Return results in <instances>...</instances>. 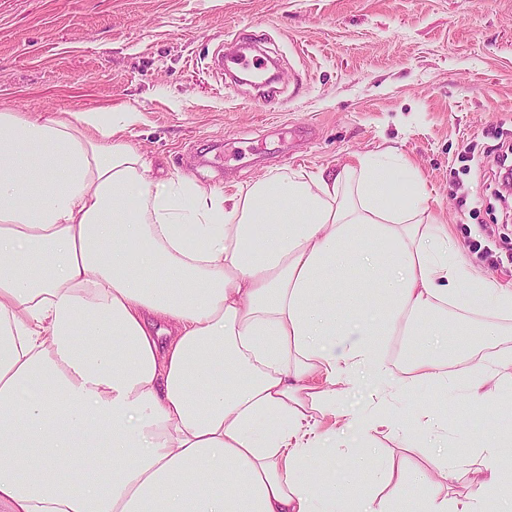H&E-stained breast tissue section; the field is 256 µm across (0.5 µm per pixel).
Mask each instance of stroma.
<instances>
[{
    "mask_svg": "<svg viewBox=\"0 0 512 512\" xmlns=\"http://www.w3.org/2000/svg\"><path fill=\"white\" fill-rule=\"evenodd\" d=\"M279 55L274 101L221 77L218 54L239 35ZM109 105L139 112L124 138L160 174L206 190L391 151L419 173L431 217L465 262L512 285V209L498 200L486 153L512 138V0H0V106L38 115ZM491 327L474 350L512 351V317L449 311ZM448 436L406 448L380 428L377 456L401 483L364 477L361 494L399 512L426 494L416 473L437 453L458 462L449 501L471 495L467 434H498L512 457V416L469 413L453 390Z\"/></svg>",
    "mask_w": 512,
    "mask_h": 512,
    "instance_id": "obj_1",
    "label": "stroma"
}]
</instances>
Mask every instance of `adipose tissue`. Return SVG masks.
Returning a JSON list of instances; mask_svg holds the SVG:
<instances>
[{
	"mask_svg": "<svg viewBox=\"0 0 512 512\" xmlns=\"http://www.w3.org/2000/svg\"><path fill=\"white\" fill-rule=\"evenodd\" d=\"M137 119L0 108V505L394 512L308 471L336 436L323 415L363 439L400 424L342 414L337 385L442 391L443 360L466 358L471 410L512 412L461 323L394 375L389 341L423 308L512 315V289L460 258L409 163L368 155L208 192L153 174L122 138ZM471 437L472 495L441 497L455 464L438 455L410 512H499L512 467L496 436Z\"/></svg>",
	"mask_w": 512,
	"mask_h": 512,
	"instance_id": "1",
	"label": "adipose tissue"
}]
</instances>
